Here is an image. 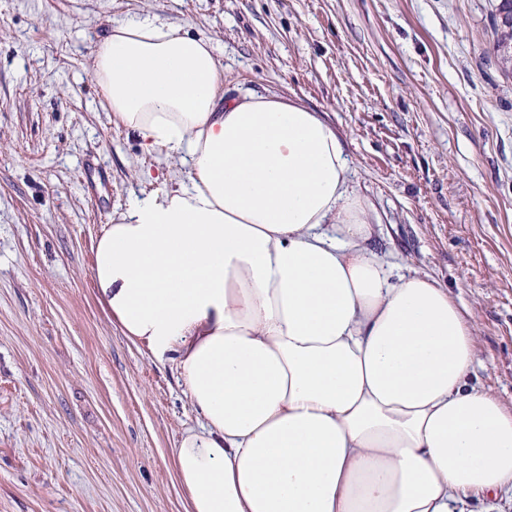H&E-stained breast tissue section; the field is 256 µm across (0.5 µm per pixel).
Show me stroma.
<instances>
[{"instance_id": "stroma-1", "label": "stroma", "mask_w": 512, "mask_h": 512, "mask_svg": "<svg viewBox=\"0 0 512 512\" xmlns=\"http://www.w3.org/2000/svg\"><path fill=\"white\" fill-rule=\"evenodd\" d=\"M497 0H0V512H186L172 448L195 416L91 276L131 202L184 181L89 78L117 20L211 40L224 96L276 93L346 140L372 246L447 286L471 381L512 410V59ZM497 12L499 17L495 13L490 14V25L495 32H498L500 26H503L504 29L509 28L510 32L504 30L497 42L498 50L503 49L504 53H509V49L512 50V0H502L497 6Z\"/></svg>"}]
</instances>
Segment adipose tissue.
Masks as SVG:
<instances>
[{"mask_svg": "<svg viewBox=\"0 0 512 512\" xmlns=\"http://www.w3.org/2000/svg\"><path fill=\"white\" fill-rule=\"evenodd\" d=\"M89 75L190 167L104 225L92 266L195 416L173 448L187 512H497L512 411L470 384L447 288L369 247L339 131L278 94L225 99L212 41L154 16L113 23Z\"/></svg>", "mask_w": 512, "mask_h": 512, "instance_id": "obj_1", "label": "adipose tissue"}]
</instances>
